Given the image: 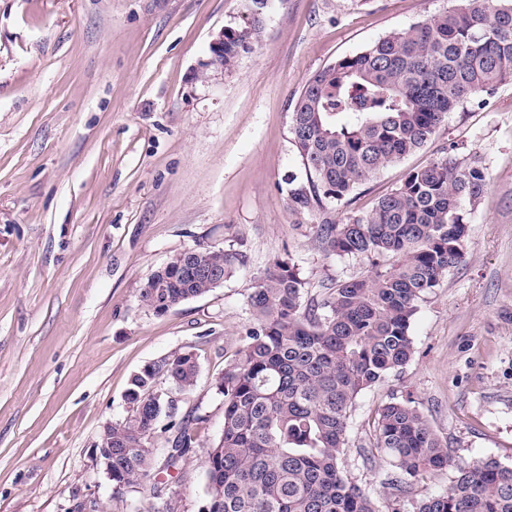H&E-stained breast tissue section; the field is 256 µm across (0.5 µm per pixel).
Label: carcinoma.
<instances>
[{"mask_svg": "<svg viewBox=\"0 0 512 512\" xmlns=\"http://www.w3.org/2000/svg\"><path fill=\"white\" fill-rule=\"evenodd\" d=\"M250 49L249 34L224 30V65ZM512 83V0H462L380 38L318 72L303 87L290 134L307 183L288 189L296 210L344 204L362 182L421 149L448 113ZM476 158H439L408 171L366 214L317 226L328 256L366 257L369 274L306 298L299 262L275 259L249 296L252 324L224 373V429L206 462L203 512H383L343 468L353 404L413 357L418 302L464 257L465 205L481 198ZM224 263V278L247 265L235 248L196 246L157 269L140 301L157 313L215 285L188 267ZM191 354L164 358L132 378L129 416L112 423V485H136L153 469L152 440L169 434L167 465L193 447L195 428L178 403L154 394L158 379L179 392L194 386ZM374 451L399 492L426 472L452 471L448 488L414 512H512V465L453 458L411 401H390L374 418Z\"/></svg>", "mask_w": 512, "mask_h": 512, "instance_id": "obj_1", "label": "carcinoma"}]
</instances>
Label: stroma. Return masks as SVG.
<instances>
[{"label":"stroma","mask_w":512,"mask_h":512,"mask_svg":"<svg viewBox=\"0 0 512 512\" xmlns=\"http://www.w3.org/2000/svg\"><path fill=\"white\" fill-rule=\"evenodd\" d=\"M460 0H272L257 43L233 67L196 72L245 0H0V512H201L204 459L224 427L219 376L238 358L248 297L276 257L309 283L367 275L365 259L315 241L373 209L412 168L479 157L487 186L469 214L462 262L418 303L415 354L356 400L344 465L385 512H413L449 471L399 494L371 456L373 419L411 399L451 452L512 465V84L450 112L421 149L359 185L328 213L291 210L305 182L292 143L294 100L313 75ZM235 245L246 267L159 315L139 293L175 254ZM195 352L180 415L196 441L177 467L164 437L150 478L114 491L91 459L146 363Z\"/></svg>","instance_id":"obj_1"}]
</instances>
